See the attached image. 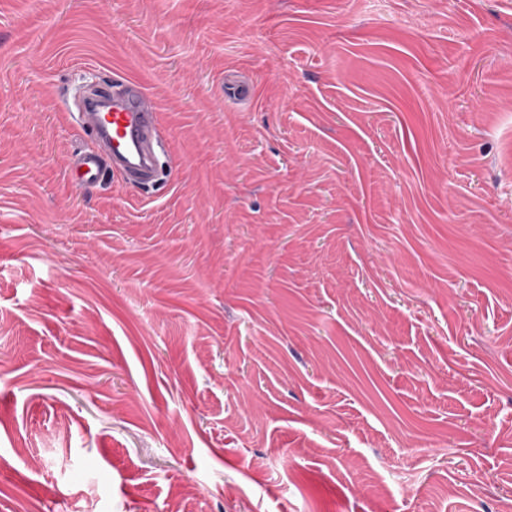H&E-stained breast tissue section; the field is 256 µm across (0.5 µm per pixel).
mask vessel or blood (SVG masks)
Returning a JSON list of instances; mask_svg holds the SVG:
<instances>
[{
  "instance_id": "obj_1",
  "label": "vessel or blood",
  "mask_w": 512,
  "mask_h": 512,
  "mask_svg": "<svg viewBox=\"0 0 512 512\" xmlns=\"http://www.w3.org/2000/svg\"><path fill=\"white\" fill-rule=\"evenodd\" d=\"M69 117L75 127L91 135L86 148L70 160L68 177L76 186L93 185L108 170L140 187L155 180L161 133L139 82L126 79L89 86Z\"/></svg>"
}]
</instances>
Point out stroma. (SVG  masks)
Listing matches in <instances>:
<instances>
[{
	"label": "stroma",
	"instance_id": "35a3bbf8",
	"mask_svg": "<svg viewBox=\"0 0 512 512\" xmlns=\"http://www.w3.org/2000/svg\"><path fill=\"white\" fill-rule=\"evenodd\" d=\"M140 82L135 188L66 177ZM512 512V0H0V512ZM74 105L75 112L68 110L72 124L92 137L70 160L68 177L76 186L95 184L106 170L140 187L155 180L161 133L157 113L139 82L89 85Z\"/></svg>",
	"mask_w": 512,
	"mask_h": 512
}]
</instances>
